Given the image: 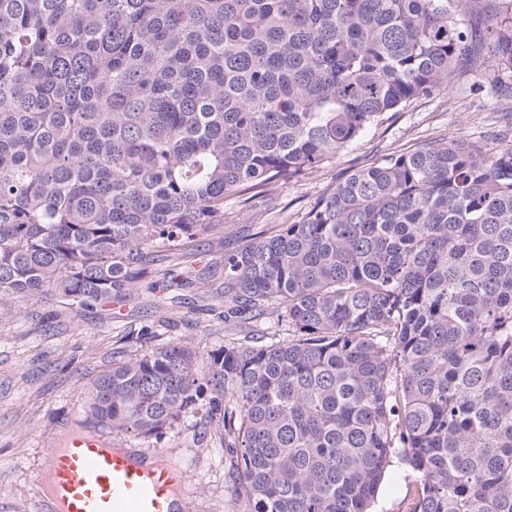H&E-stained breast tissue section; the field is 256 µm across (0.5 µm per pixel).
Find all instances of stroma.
Masks as SVG:
<instances>
[{"label":"stroma","instance_id":"stroma-1","mask_svg":"<svg viewBox=\"0 0 512 512\" xmlns=\"http://www.w3.org/2000/svg\"><path fill=\"white\" fill-rule=\"evenodd\" d=\"M456 138L512 148V84L489 87L484 74L457 78L303 180L268 185L246 204L227 200L223 230L197 235L194 257L170 251L123 300L89 308L21 297L0 304V512H37L32 477L43 451L85 422L90 383L111 365L113 352L140 350L142 327L152 328L155 345H223L225 251L255 232L300 222L336 182L387 154ZM172 271L183 287H166ZM114 441L177 463L190 491L186 512H243L230 477L231 457L203 414H185L157 440L119 434Z\"/></svg>","mask_w":512,"mask_h":512}]
</instances>
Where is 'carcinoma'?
Listing matches in <instances>:
<instances>
[{
	"mask_svg": "<svg viewBox=\"0 0 512 512\" xmlns=\"http://www.w3.org/2000/svg\"><path fill=\"white\" fill-rule=\"evenodd\" d=\"M489 66L512 77V0H0V301L121 300L225 200ZM224 324L116 352L93 425L204 412L248 512H372L395 459L408 512H512V149L350 174L224 255Z\"/></svg>",
	"mask_w": 512,
	"mask_h": 512,
	"instance_id": "cac0c4a2",
	"label": "carcinoma"
}]
</instances>
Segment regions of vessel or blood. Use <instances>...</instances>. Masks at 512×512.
I'll return each instance as SVG.
<instances>
[{"label": "vessel or blood", "instance_id": "1", "mask_svg": "<svg viewBox=\"0 0 512 512\" xmlns=\"http://www.w3.org/2000/svg\"><path fill=\"white\" fill-rule=\"evenodd\" d=\"M40 512H181L183 470L93 432L52 447L36 474Z\"/></svg>", "mask_w": 512, "mask_h": 512}]
</instances>
